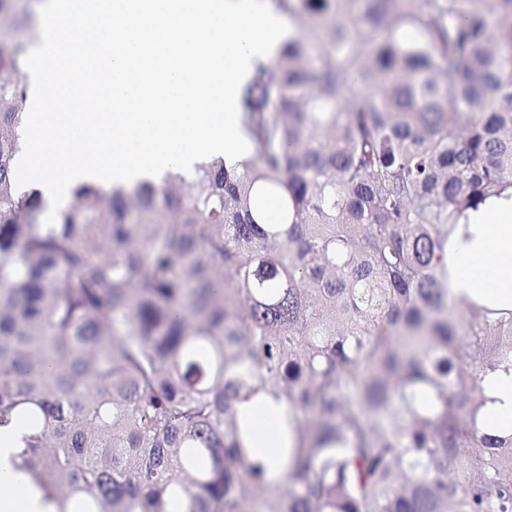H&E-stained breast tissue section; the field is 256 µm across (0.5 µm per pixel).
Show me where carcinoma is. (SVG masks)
I'll use <instances>...</instances> for the list:
<instances>
[{"label": "carcinoma", "instance_id": "cac0c4a2", "mask_svg": "<svg viewBox=\"0 0 512 512\" xmlns=\"http://www.w3.org/2000/svg\"><path fill=\"white\" fill-rule=\"evenodd\" d=\"M300 34L239 96L251 158L84 183L44 224L0 46V428L46 512H512L477 379L512 315L448 296L458 217L512 188V0H274ZM297 413L285 486L240 440ZM240 416L249 428L245 440L250 448H274L279 433L288 424V448L295 443L290 423L294 410L287 402H277L266 397L261 404L247 403L240 406Z\"/></svg>", "mask_w": 512, "mask_h": 512}]
</instances>
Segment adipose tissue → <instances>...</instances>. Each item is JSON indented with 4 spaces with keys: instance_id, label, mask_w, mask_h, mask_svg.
Here are the masks:
<instances>
[{
    "instance_id": "adipose-tissue-1",
    "label": "adipose tissue",
    "mask_w": 512,
    "mask_h": 512,
    "mask_svg": "<svg viewBox=\"0 0 512 512\" xmlns=\"http://www.w3.org/2000/svg\"><path fill=\"white\" fill-rule=\"evenodd\" d=\"M448 263V290L454 300L512 312V190L461 217ZM480 386L485 397L479 415L483 431L512 434V371L487 375ZM240 416L249 428L247 446L272 448L292 422L294 410L268 397L241 405ZM20 433L17 426L0 429V512H42L22 472Z\"/></svg>"
}]
</instances>
